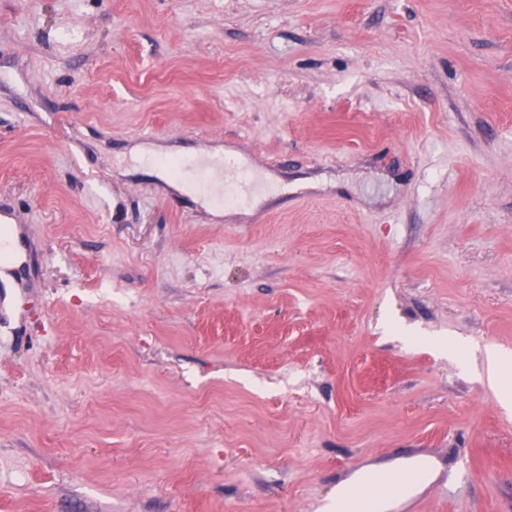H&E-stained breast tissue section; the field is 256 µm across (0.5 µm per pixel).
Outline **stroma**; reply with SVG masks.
<instances>
[{
	"label": "stroma",
	"instance_id": "35a3bbf8",
	"mask_svg": "<svg viewBox=\"0 0 512 512\" xmlns=\"http://www.w3.org/2000/svg\"><path fill=\"white\" fill-rule=\"evenodd\" d=\"M0 217V512H512V0H0ZM489 368V379L492 385L503 391L501 403L504 408L512 406V354L498 348H489L486 351ZM510 387V392H509ZM367 478L376 479L375 481L378 482L379 486L389 484L394 480V476L391 473L381 469L367 468L336 488V495L330 500L327 509L332 508L334 502H336V506L341 503L343 507L347 508L345 512H357L359 508L356 491L359 488V484Z\"/></svg>",
	"mask_w": 512,
	"mask_h": 512
}]
</instances>
